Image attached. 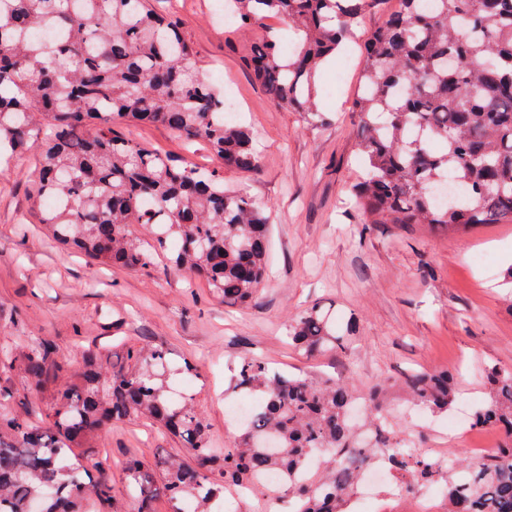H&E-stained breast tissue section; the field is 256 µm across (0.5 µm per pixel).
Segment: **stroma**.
I'll use <instances>...</instances> for the list:
<instances>
[{
    "label": "stroma",
    "mask_w": 512,
    "mask_h": 512,
    "mask_svg": "<svg viewBox=\"0 0 512 512\" xmlns=\"http://www.w3.org/2000/svg\"><path fill=\"white\" fill-rule=\"evenodd\" d=\"M176 13L200 71L232 90L243 124L256 134L257 173L222 170L203 141L189 143L159 124L123 126L125 135L173 157L221 171L224 184L264 204L272 224L268 273L259 297L225 304L208 284L157 258L137 271L112 269L57 245L33 216L28 185L36 165L25 153L0 165V349L21 351L46 337L72 360L89 346L124 360L127 346L171 350L196 367L174 373L176 397L193 399L216 448L239 432L228 410L244 393L234 386L242 358L258 356L283 373L321 377L352 369L360 380L387 382V402L437 458H466L467 435L447 433L448 416L410 412L409 372H455L454 409L473 410L489 397L488 366L512 369L511 224L450 230L429 224H375L364 229L350 196L361 174L352 110L364 65L363 43H348L318 77L326 125L275 104L248 68L255 34L225 19L214 0H151ZM484 253L485 264L471 255ZM321 304L353 317L358 338L347 349L307 356L290 346L291 321ZM185 456L178 439L145 418L112 423L92 448L76 454L91 474L110 479L114 512H134L123 464L155 465L158 449Z\"/></svg>",
    "instance_id": "1"
}]
</instances>
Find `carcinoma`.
I'll list each match as a JSON object with an SVG mask.
<instances>
[{
    "label": "carcinoma",
    "instance_id": "cac0c4a2",
    "mask_svg": "<svg viewBox=\"0 0 512 512\" xmlns=\"http://www.w3.org/2000/svg\"><path fill=\"white\" fill-rule=\"evenodd\" d=\"M240 26L261 31L246 63L275 103L324 124L316 74L385 0H227ZM288 22L295 48L263 28ZM42 29L57 34L37 37ZM356 149L365 177L355 190L365 224H434L458 229L512 223V0H395L385 23L368 34ZM118 118L162 124L204 141L224 166L260 167L250 131L224 121V96L200 72L178 22L150 0H0V157L34 147L32 199L54 240L90 259L136 270L178 242L172 263L206 279L229 305L246 304L264 278L269 224L264 207L243 191L224 189L188 161L135 142L109 125ZM458 194L442 203L435 188ZM154 228L133 237L134 225ZM353 328L314 304L290 325L308 354L340 347ZM128 365L112 367L96 350L81 365L42 338L0 353V372H17L29 388H54L57 407L36 425L11 410L0 388V512H112V485L94 478L70 454L90 448L114 419L141 416L179 438L190 460L159 456L149 469L125 462L135 512H155L165 493L174 512L186 500L196 512L240 486L266 498H288L292 512H347L357 487L355 463H379L405 480V492L445 482L448 512H512V369L486 370L490 398L472 423L502 432L481 463L448 456L439 468L408 450L421 440L404 433L384 402L385 382L357 386L285 376L256 358L241 362L235 387L256 397L241 431L218 455L202 414L171 396L170 352L130 345ZM413 400L438 412L455 401L446 372L413 373ZM368 403L361 443L349 415ZM272 470L283 483L260 482Z\"/></svg>",
    "mask_w": 512,
    "mask_h": 512
}]
</instances>
